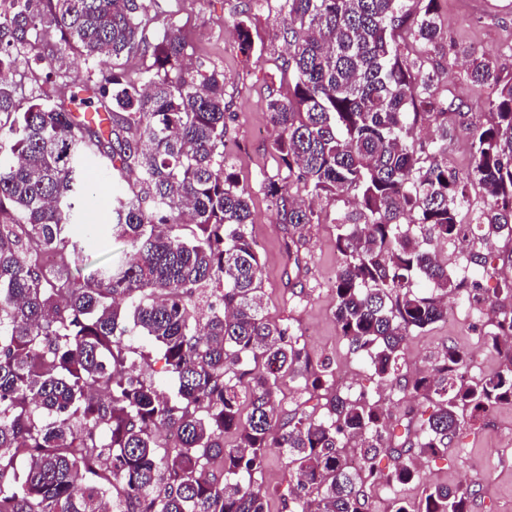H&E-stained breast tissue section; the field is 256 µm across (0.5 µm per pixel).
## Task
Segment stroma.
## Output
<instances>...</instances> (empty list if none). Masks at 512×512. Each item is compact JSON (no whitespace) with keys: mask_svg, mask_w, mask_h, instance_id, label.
Returning a JSON list of instances; mask_svg holds the SVG:
<instances>
[{"mask_svg":"<svg viewBox=\"0 0 512 512\" xmlns=\"http://www.w3.org/2000/svg\"><path fill=\"white\" fill-rule=\"evenodd\" d=\"M160 3L165 16L182 27L186 54L193 67L217 69L226 76L224 94L231 103L232 117L227 122L224 152L241 183L251 191L253 222L248 230L264 263L265 314L291 326L313 365H326L332 373L346 372L357 389L378 392L393 418H400L404 407H411L414 422L410 429L418 431V419L427 418L430 413L428 402L418 397L410 405L400 404L402 390L373 377L367 362L352 354L336 324L331 287L339 256L332 220L342 209V202L329 197L316 201L323 221L308 227L302 267L295 270L287 263L280 217L262 187L264 179L277 171L272 150L277 130L269 121L266 99L273 90L283 95L288 92V79L279 71L286 47L275 20V8L267 6L256 11L251 33L264 51L246 60L238 51V33L233 25L238 0ZM440 7L449 44L493 59L503 76H512V0H441ZM445 83L471 121H489L485 103L490 91L468 80L465 61L449 66ZM487 330L485 316L473 309L433 324L408 341L403 355L404 373L429 366L451 345L470 354L472 374L497 371L500 357ZM254 480L266 492L271 512H287L281 497L290 475L282 453H273ZM432 483L473 490V512H512V404L499 405L485 419L464 424L447 453L418 458L414 480L394 491L376 488L371 493V505L382 506L396 496L410 502L419 500L424 488Z\"/></svg>","mask_w":512,"mask_h":512,"instance_id":"obj_1","label":"stroma"}]
</instances>
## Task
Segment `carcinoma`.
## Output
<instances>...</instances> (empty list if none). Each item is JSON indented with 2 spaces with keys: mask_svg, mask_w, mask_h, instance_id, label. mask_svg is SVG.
<instances>
[{
  "mask_svg": "<svg viewBox=\"0 0 512 512\" xmlns=\"http://www.w3.org/2000/svg\"><path fill=\"white\" fill-rule=\"evenodd\" d=\"M268 0H241L238 50ZM292 92L270 93L277 173L266 196L281 217L288 263L320 214L297 201L352 197L333 218L340 265L334 316L374 374L427 399L411 439L387 427L380 395L339 391L317 417L283 406V385L322 389L300 337L263 313L251 194L224 154V74L192 70L173 21L156 42L159 0H8L0 9V512H269L238 476L288 458L295 512H368V492L415 477L412 459L448 451L465 419L512 404V280L495 298L477 250L512 237V78L474 58L491 87V120L471 126L472 171L448 169V66L440 0H278ZM150 57L131 77L123 58ZM74 58L88 63L75 79ZM39 64L34 69L31 63ZM16 74L34 93L17 97ZM92 93L99 122H75L50 87ZM435 123L428 146L410 130ZM112 183V223L91 204ZM479 187L484 200L471 203ZM192 227L190 236L182 227ZM470 236L468 271L432 247ZM107 237L123 260L85 264ZM454 294L485 311L501 368L467 374L450 346L429 370L401 372L413 334L448 317ZM144 336L151 348H134ZM163 362L169 396L137 373ZM228 434L234 444L224 443ZM361 460L346 466L350 453ZM383 452L396 455L387 470ZM474 492L433 486L388 512H472Z\"/></svg>",
  "mask_w": 512,
  "mask_h": 512,
  "instance_id": "1",
  "label": "carcinoma"
}]
</instances>
